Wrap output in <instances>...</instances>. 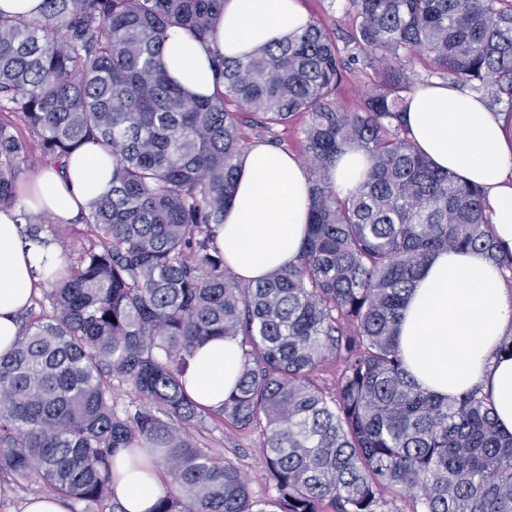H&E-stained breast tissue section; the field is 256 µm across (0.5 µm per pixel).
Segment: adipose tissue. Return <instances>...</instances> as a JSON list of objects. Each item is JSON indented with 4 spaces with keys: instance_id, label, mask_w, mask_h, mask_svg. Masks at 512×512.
Returning a JSON list of instances; mask_svg holds the SVG:
<instances>
[{
    "instance_id": "obj_1",
    "label": "adipose tissue",
    "mask_w": 512,
    "mask_h": 512,
    "mask_svg": "<svg viewBox=\"0 0 512 512\" xmlns=\"http://www.w3.org/2000/svg\"><path fill=\"white\" fill-rule=\"evenodd\" d=\"M309 22L299 0H224L213 47L174 29L163 63L189 94L210 97L216 91L210 49L235 58L287 39ZM407 122L435 167L484 188L495 238L503 252H512V132L502 116L477 96L439 84L413 92ZM112 162L111 153L85 145L65 159L63 169L44 167L22 185L16 206L0 208V355L21 331L20 313L64 265L52 235L43 234L38 243L22 238V209L58 226L71 223L109 191ZM275 194L284 197L283 207L271 205ZM311 205L308 172L296 156L252 147L240 159L237 193L218 230L228 269L248 283L294 263L307 236ZM511 275L477 251L440 252L412 290L399 325L405 368L416 383L440 396L482 386L500 430L509 435L512 356L499 347L512 335V289L506 286ZM242 362L237 340L204 343L185 376L186 392L198 404L220 409ZM161 489L158 470L140 471L128 451L119 452L112 491L125 512H152Z\"/></svg>"
}]
</instances>
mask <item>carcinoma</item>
Returning a JSON list of instances; mask_svg holds the SVG:
<instances>
[{"label": "carcinoma", "instance_id": "cac0c4a2", "mask_svg": "<svg viewBox=\"0 0 512 512\" xmlns=\"http://www.w3.org/2000/svg\"><path fill=\"white\" fill-rule=\"evenodd\" d=\"M224 0H43L0 12V207L41 163L87 143L112 153L111 189L83 216L85 242L47 280L0 355V473L32 479L82 512H126L116 455L144 449L171 488L153 512H512V435L481 390L440 398L408 374L405 299L439 250H474L512 271L486 192L441 171L407 127L418 58L512 123V0H346L344 48L311 24L244 58L211 57V98L171 82L173 28L214 40ZM373 86L337 96L358 63ZM301 143L311 170L308 238L296 263L253 284L217 242L248 135ZM355 147L370 167L347 196L332 170ZM39 240L43 217L22 212ZM115 321H109V318ZM240 338L243 365L216 411L183 379L200 345ZM332 379L324 380L323 373ZM141 401L118 407L112 382ZM263 428L275 493L253 499L231 461L185 425ZM43 6V0H0V10L9 15L35 16Z\"/></svg>", "mask_w": 512, "mask_h": 512}]
</instances>
